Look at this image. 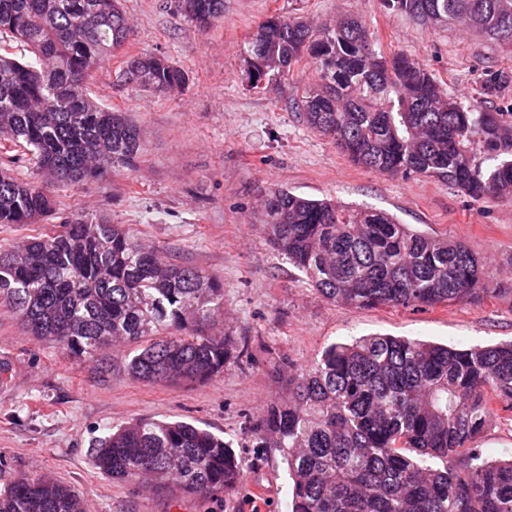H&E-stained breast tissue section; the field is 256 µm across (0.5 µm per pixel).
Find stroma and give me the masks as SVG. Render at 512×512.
I'll use <instances>...</instances> for the list:
<instances>
[{
    "mask_svg": "<svg viewBox=\"0 0 512 512\" xmlns=\"http://www.w3.org/2000/svg\"><path fill=\"white\" fill-rule=\"evenodd\" d=\"M123 6L133 35L87 87L103 107L140 126L145 151L132 172L54 188L57 213L107 216L158 247L164 260L216 276L224 285V320L215 329L236 330L245 355L203 385L151 384L124 370L131 345H111L105 367L76 362L35 341L0 306V360L12 368L0 385V479L51 476L79 492L92 512H288L281 457L254 447L248 425L286 394L290 371L334 343L376 333L462 347L512 342V200L474 201L441 181L392 179L354 165L293 107L316 78L312 67L294 66L253 89L239 49L275 13L315 27L353 13L376 51L406 53L463 104L503 111L512 107V84L495 96L482 95L481 84L494 76L512 81V44L456 24H420L388 12L382 0H224L223 16L203 31L171 0ZM143 51L169 58L186 73L185 86L157 95L121 82L128 56ZM277 188L376 208L419 231L453 237L486 262L496 294L428 310L331 302L267 241L261 205ZM145 417L189 421L232 441L242 482L203 500L98 473L91 452L99 440Z\"/></svg>",
    "mask_w": 512,
    "mask_h": 512,
    "instance_id": "stroma-1",
    "label": "stroma"
}]
</instances>
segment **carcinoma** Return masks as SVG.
Returning a JSON list of instances; mask_svg holds the SVG:
<instances>
[{"instance_id":"cac0c4a2","label":"carcinoma","mask_w":512,"mask_h":512,"mask_svg":"<svg viewBox=\"0 0 512 512\" xmlns=\"http://www.w3.org/2000/svg\"><path fill=\"white\" fill-rule=\"evenodd\" d=\"M430 27L456 22L512 41V0H383ZM194 27L224 0H175ZM133 35L122 0H0V144L19 147L58 186L133 171L140 127L86 92L91 73ZM249 84L306 59L318 80L296 109L353 163L391 178L445 182L474 201L512 200V111L466 106L423 64L372 48L344 15L314 29L272 15L240 49ZM124 82L170 94L185 81L164 56L126 60ZM57 214L46 186L0 171V224ZM272 248L323 297L354 308L423 309L492 297L485 264L465 244L424 234L384 211L337 206L275 189L264 202ZM29 334L76 361L104 364L121 341L150 343L124 370L147 382L204 384L244 348L217 335L224 285L166 263L124 224L71 215L59 232L0 248V304ZM512 421V344L454 347L390 335L328 346L288 377V394L249 426L256 448L279 452L291 480L289 512H512V453L473 447L491 421ZM92 462L116 483L154 480L203 499L235 489L242 468L230 442L185 421L144 418L101 440ZM0 512H91L69 486L19 475Z\"/></svg>"}]
</instances>
